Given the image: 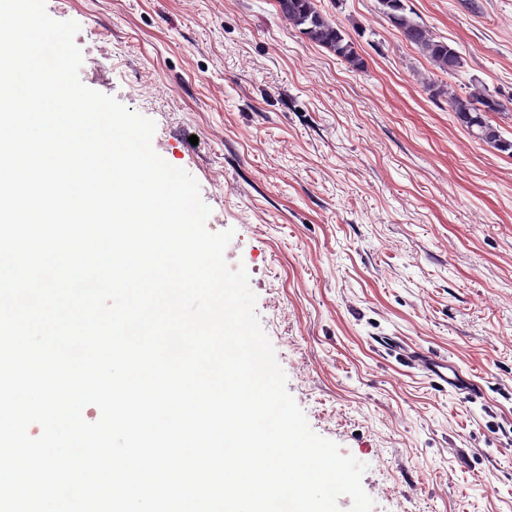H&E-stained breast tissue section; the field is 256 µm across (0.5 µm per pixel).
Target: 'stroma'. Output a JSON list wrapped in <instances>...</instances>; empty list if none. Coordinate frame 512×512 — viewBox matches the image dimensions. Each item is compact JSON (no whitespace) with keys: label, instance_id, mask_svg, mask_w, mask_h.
I'll list each match as a JSON object with an SVG mask.
<instances>
[{"label":"stroma","instance_id":"obj_1","mask_svg":"<svg viewBox=\"0 0 512 512\" xmlns=\"http://www.w3.org/2000/svg\"><path fill=\"white\" fill-rule=\"evenodd\" d=\"M462 58L438 70L378 0H316L353 66L275 0H47L79 79L154 121V151L233 230L311 429L366 466L373 512H512V154L457 119L494 97L512 140V0H404ZM197 143H190V136ZM453 362L452 393L407 363Z\"/></svg>","mask_w":512,"mask_h":512}]
</instances>
